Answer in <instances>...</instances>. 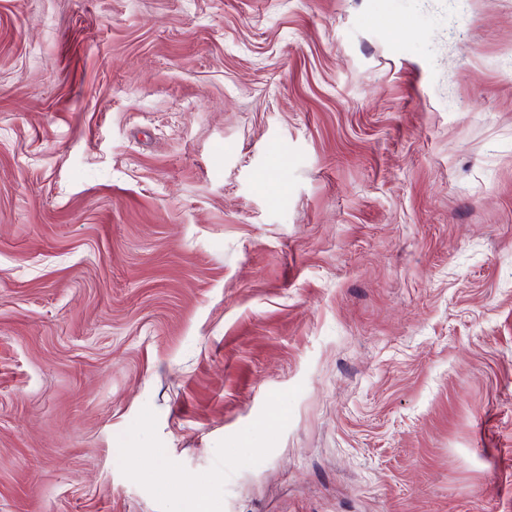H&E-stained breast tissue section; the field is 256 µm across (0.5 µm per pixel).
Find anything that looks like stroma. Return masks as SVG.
<instances>
[{
    "mask_svg": "<svg viewBox=\"0 0 512 512\" xmlns=\"http://www.w3.org/2000/svg\"><path fill=\"white\" fill-rule=\"evenodd\" d=\"M512 0H0V512H512Z\"/></svg>",
    "mask_w": 512,
    "mask_h": 512,
    "instance_id": "1",
    "label": "stroma"
}]
</instances>
